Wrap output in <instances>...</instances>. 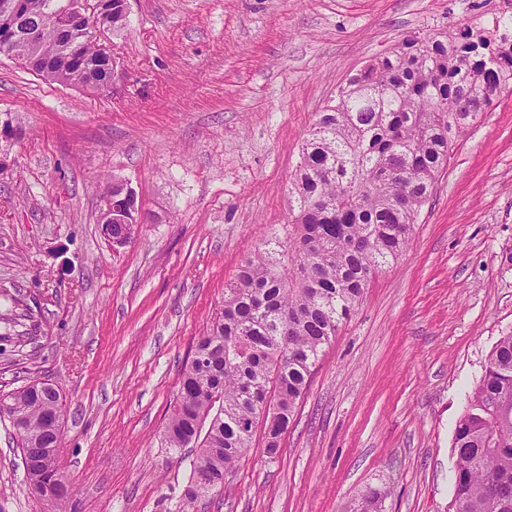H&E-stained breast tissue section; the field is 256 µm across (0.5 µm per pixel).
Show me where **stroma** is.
Masks as SVG:
<instances>
[{"label":"stroma","mask_w":512,"mask_h":512,"mask_svg":"<svg viewBox=\"0 0 512 512\" xmlns=\"http://www.w3.org/2000/svg\"><path fill=\"white\" fill-rule=\"evenodd\" d=\"M129 0L102 92L0 56V394L66 402L63 512H453L455 422L512 333V92L453 143L406 252L320 355L280 455L255 444L224 490L183 499L194 449L160 437L182 369L246 255L290 218L302 144L366 61L480 26L498 0ZM145 215L112 248L111 180ZM0 420V512H47Z\"/></svg>","instance_id":"35a3bbf8"}]
</instances>
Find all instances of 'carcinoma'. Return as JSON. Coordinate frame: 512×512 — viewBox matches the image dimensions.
Listing matches in <instances>:
<instances>
[{"label":"carcinoma","instance_id":"cac0c4a2","mask_svg":"<svg viewBox=\"0 0 512 512\" xmlns=\"http://www.w3.org/2000/svg\"><path fill=\"white\" fill-rule=\"evenodd\" d=\"M122 2L104 0L116 34L127 25ZM57 5L0 0V32H14L12 59L66 88L101 90L112 61L84 25L53 19ZM496 33L465 27L449 43L406 39L318 113L295 173L285 241L242 260L222 313L182 371L161 443L198 449L187 502L224 489L259 427L265 453L276 458L319 354L370 280L406 251L455 136L512 91V19ZM459 109L467 122L453 119ZM63 415L62 393L50 383L0 396V419L18 439L27 482L49 486L58 505L66 478L46 457L58 447L53 425ZM454 451V512H512L511 333L496 343L456 421ZM384 497L367 492L356 512H382Z\"/></svg>","mask_w":512,"mask_h":512}]
</instances>
